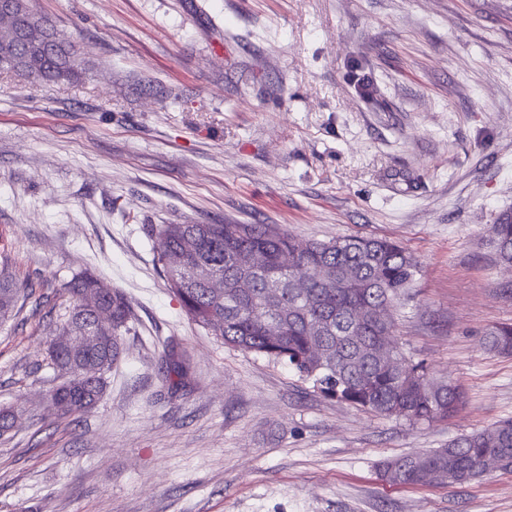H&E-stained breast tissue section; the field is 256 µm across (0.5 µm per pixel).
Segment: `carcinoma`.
I'll return each mask as SVG.
<instances>
[{
  "instance_id": "obj_1",
  "label": "carcinoma",
  "mask_w": 512,
  "mask_h": 512,
  "mask_svg": "<svg viewBox=\"0 0 512 512\" xmlns=\"http://www.w3.org/2000/svg\"><path fill=\"white\" fill-rule=\"evenodd\" d=\"M0 69L66 81L85 71L86 61L28 0H14L10 11H0ZM147 231L159 240L158 262L188 319L224 344L285 362L325 396L381 416L433 422L462 404L455 382L432 376L382 339V332L393 333L394 302L418 272L416 259L396 243L360 235L300 242L276 224H150ZM491 243L498 259L512 265L511 212L492 225ZM250 254L260 255L263 266L252 271L250 287L242 288L238 260ZM285 254L287 266L280 263ZM172 255L182 257L180 266L171 265ZM199 267L222 279L224 288L216 292L197 279ZM300 276L308 278L309 287H294ZM64 290L72 306L48 354L66 379L49 399L59 416L70 417L102 398L132 329V307L122 292L103 287L87 269L74 273ZM32 292L31 282L1 269L0 321L10 319L19 300ZM100 308L110 322L99 321ZM314 325L322 331L313 333ZM72 335L93 340L74 350L64 343ZM485 336L491 350L512 355V323L495 324ZM164 362V382L173 388L182 384L183 362L170 353ZM493 459L500 462L497 469L512 472V420L457 438L446 448L386 459L380 470L393 485L463 484L484 476Z\"/></svg>"
}]
</instances>
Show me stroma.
<instances>
[{"label":"stroma","instance_id":"1","mask_svg":"<svg viewBox=\"0 0 512 512\" xmlns=\"http://www.w3.org/2000/svg\"><path fill=\"white\" fill-rule=\"evenodd\" d=\"M92 67L0 70V262L36 300L0 325V512H512V472L395 486L380 461L512 419V0H28ZM367 84L361 93L359 84ZM149 224H276L399 243L405 355L461 385L413 425L224 345L169 291ZM134 328L90 411L59 417L46 360L74 272ZM172 352L183 387L160 381ZM491 243L498 259L512 265V213L502 215L497 224L491 227ZM488 347L499 354L512 355V323L495 324L485 333Z\"/></svg>","mask_w":512,"mask_h":512}]
</instances>
